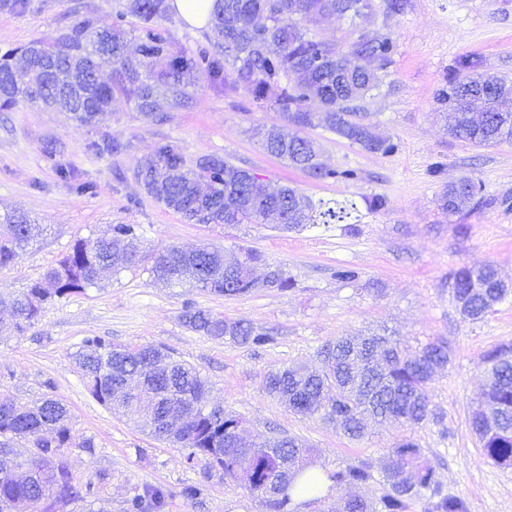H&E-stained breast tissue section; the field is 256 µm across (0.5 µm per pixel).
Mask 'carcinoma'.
Returning a JSON list of instances; mask_svg holds the SVG:
<instances>
[{"label":"carcinoma","mask_w":512,"mask_h":512,"mask_svg":"<svg viewBox=\"0 0 512 512\" xmlns=\"http://www.w3.org/2000/svg\"><path fill=\"white\" fill-rule=\"evenodd\" d=\"M358 28L375 14L374 0H216L212 27L218 40L211 48L188 52L163 25L169 20L167 0H125L122 8L105 19L89 11L55 36L32 40L19 48L29 79L19 84L11 63L14 51L0 56V112L26 104L72 113L75 120L98 125L112 111L118 97L155 123L167 113L192 105L194 95L184 76L195 73L219 93L243 94L258 107L278 112L280 122L254 128L270 155L288 162L317 181L355 180L353 169L328 168L319 161L315 141L302 136L306 129L326 128L338 137L372 152L387 153L393 145L375 136L362 102L382 83L396 53L391 35L361 32L359 39L342 50L311 33L318 17L336 13ZM103 44L107 51L99 61L90 51ZM112 67V79L100 78L103 65ZM458 76L438 94L439 112L448 133L461 141L488 146L512 140V112L499 103L512 96V80L477 71V63L462 57ZM100 155L119 154L127 146L106 137L91 144ZM58 177L74 182L84 194L88 182H75L71 168L59 166ZM145 194L193 224H257L268 221L282 231H296L309 224H338L348 217L346 207L316 205L299 188L285 185L269 192L249 170L218 156L185 161L178 146L164 141L156 148L155 160L135 173ZM480 193L471 179L446 186L440 202L450 213L459 211ZM40 232L23 213L0 216V270L9 267L18 253ZM136 225L109 224L95 238L79 239L58 264L29 287L0 292V306L11 309L15 328L22 332L54 297L83 292L100 283L101 273L119 274L134 267L140 258L130 249ZM243 265L227 287L208 288L224 280V250L210 245L186 250L176 245L158 248L146 256L153 279L170 284L190 283L227 297L254 292L258 282L251 270L263 262L255 249L243 250ZM452 297L463 318L479 321L494 306L512 294L498 277L494 265L459 267L448 273ZM183 320L190 329L213 339L238 345L264 346L275 337L254 329L246 321L230 320L204 310L188 309ZM382 366L375 373L356 370L362 351L348 346L346 339L334 342L336 350L321 351L320 373L297 367L268 371L263 390L288 399V408L314 414L319 406L329 415L347 420L343 433L351 440L364 435L362 419L369 415L384 422L416 426L430 420L428 384L433 373L451 360V351L441 343H428L408 354L397 340L386 339ZM83 369L88 393L110 408L122 407L142 421L154 439L188 450L187 461H205L207 477L240 481L236 471L239 454L251 451L253 468L244 486L263 512H301L321 504L327 496L308 501L294 498L299 479L315 466L317 451L300 439L282 436L236 448L233 438L242 421L225 412H199L197 419L178 432L177 441L160 434L158 423L194 403L205 404L206 380L191 365L152 346L121 350L101 336L83 340L76 354ZM486 370L484 399L470 414V427L484 456L494 464L512 467V341L487 350L482 358ZM144 374L139 389L126 388L124 375L134 370ZM71 417L60 401L47 398L19 408L0 403V512H11L18 499L28 502L31 512H52L53 499L69 501L91 494V486L77 487L70 474L56 472L64 449L71 444ZM387 459L409 467L413 482L397 483L395 473L383 467L385 494L373 503L347 499L341 512H407L410 502L428 495L431 512H469L467 500L444 492L436 469L420 446L404 439L391 449ZM330 492L359 487L374 479L372 466L364 461L324 472ZM164 505L158 489L137 495L129 512H157Z\"/></svg>","instance_id":"carcinoma-1"}]
</instances>
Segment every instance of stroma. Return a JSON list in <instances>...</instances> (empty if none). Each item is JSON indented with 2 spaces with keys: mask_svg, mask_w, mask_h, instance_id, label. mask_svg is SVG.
Returning a JSON list of instances; mask_svg holds the SVG:
<instances>
[{
  "mask_svg": "<svg viewBox=\"0 0 512 512\" xmlns=\"http://www.w3.org/2000/svg\"><path fill=\"white\" fill-rule=\"evenodd\" d=\"M121 0H31L22 14L0 12V54L52 36L78 14L110 17ZM371 29L391 33L397 49L388 75L363 102L374 133L393 143L374 153L321 128L308 135L327 166L358 171L355 181H315L268 155L249 130L278 122L277 112L249 98L212 91L203 79L189 108L167 121L142 120L123 99L99 126L66 112L36 106L0 112V213L22 211L48 231L0 270V290L27 287L81 238L109 224L137 225L140 254L168 245L193 249L212 244L260 251L281 267L293 289L263 288L224 297L190 285L153 280L144 267L105 273L99 286L54 299L24 333L13 331L0 309V401L25 405L50 397L72 415L73 445L65 451L74 484L93 486L95 512H127L129 500L149 488L163 490V512H261L243 486L206 477L205 464L187 463V452L155 441L134 420L115 413L87 392L74 355L84 338L104 336L117 347L151 344L195 367L211 387L210 403L239 415L247 438L276 430L300 438L336 469L358 461L382 468L390 448L409 437L436 468L445 491L464 496L470 512H512V468L488 461L469 428V414L485 385L482 354L512 340V296L480 321L464 320L448 288L449 271L494 264L512 282V143L474 146L452 139L438 116L437 94L458 59L480 71L512 78V0H408L390 18L376 14ZM126 144L124 153L100 157L89 148L100 135ZM169 140L186 161L217 155L255 173L269 188H300L313 200L350 207L346 222L278 232L263 224H190L148 197L135 182L158 142ZM60 150L44 157L45 142ZM93 183L79 194L59 179L56 164ZM468 177L482 187L484 205L449 214L439 204L448 183ZM384 196L386 211H367L364 200ZM356 269L358 283L336 277ZM243 319L270 332L265 347L216 340L186 327V308ZM393 332L409 349L446 343L452 360L428 385L434 416L410 428L368 422L352 442L319 416L288 410L262 389L264 375L283 366L317 368V352L339 336ZM93 438L94 454L80 447ZM201 487L193 499L186 486Z\"/></svg>",
  "mask_w": 512,
  "mask_h": 512,
  "instance_id": "stroma-1",
  "label": "stroma"
}]
</instances>
